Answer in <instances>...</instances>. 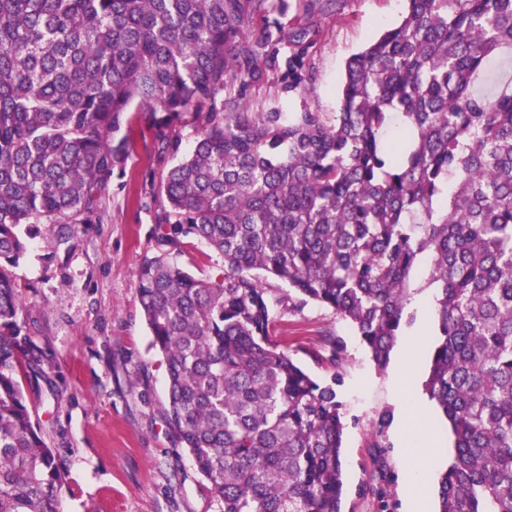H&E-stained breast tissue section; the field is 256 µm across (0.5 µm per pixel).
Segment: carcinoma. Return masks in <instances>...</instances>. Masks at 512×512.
Instances as JSON below:
<instances>
[{
	"instance_id": "obj_1",
	"label": "carcinoma",
	"mask_w": 512,
	"mask_h": 512,
	"mask_svg": "<svg viewBox=\"0 0 512 512\" xmlns=\"http://www.w3.org/2000/svg\"><path fill=\"white\" fill-rule=\"evenodd\" d=\"M288 0H0V512H60L65 472L24 383L54 391L9 268L90 224L137 102L155 153L153 255L136 270L167 422L219 512H342L344 414L272 339L268 282L354 327L384 369L430 262L438 333L424 393L447 418L438 512H512V0H407L345 66L335 119L253 112L267 72L311 89L318 31ZM263 20L251 34L255 18ZM197 137L181 151L187 113ZM203 242L198 277L176 256ZM328 361L345 351L322 339Z\"/></svg>"
}]
</instances>
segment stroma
<instances>
[{"label":"stroma","mask_w":512,"mask_h":512,"mask_svg":"<svg viewBox=\"0 0 512 512\" xmlns=\"http://www.w3.org/2000/svg\"><path fill=\"white\" fill-rule=\"evenodd\" d=\"M404 10V0H292L286 26L320 32L310 51L313 92L288 94L272 74L245 91L252 111H311L332 123L347 59L395 26ZM121 133L129 155L124 170L112 174L96 222L80 225L69 249L36 244L12 270L20 297L30 304L33 330L59 365L57 398L32 392L28 399L66 472L62 512H217L206 482L166 422L165 367L149 347L135 288L136 268L153 252L150 181L164 164L142 122ZM428 275V265H421L416 320L404 335L419 358L404 366L392 356L384 370L334 310L315 303L292 307L287 288L269 285L277 340L316 377L342 379L338 392L348 422L343 512H404V477L415 460L396 448L393 430H386L379 448L371 431L398 402L413 409L429 403L423 382L436 330ZM327 334L345 344L339 365L310 356Z\"/></svg>","instance_id":"stroma-1"}]
</instances>
